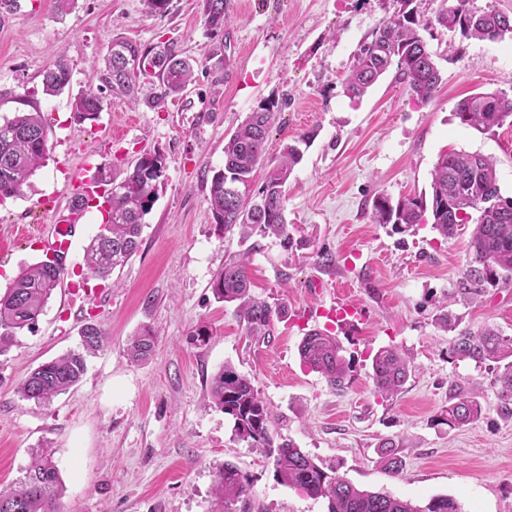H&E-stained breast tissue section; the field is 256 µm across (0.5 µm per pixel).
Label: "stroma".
Returning a JSON list of instances; mask_svg holds the SVG:
<instances>
[{
    "label": "stroma",
    "mask_w": 512,
    "mask_h": 512,
    "mask_svg": "<svg viewBox=\"0 0 512 512\" xmlns=\"http://www.w3.org/2000/svg\"><path fill=\"white\" fill-rule=\"evenodd\" d=\"M19 4L0 27V118L41 113L48 153L23 195L0 205V292L22 267L44 259L37 231L73 198L66 169L89 165L120 177L141 155L157 153L165 173L137 254L108 280H84V249L103 222L99 208H90L35 329L0 356V484L16 482L46 445L63 481V512H212L215 476L227 463L252 480L255 512H327L325 499L281 483L213 405L210 379L229 365L271 408L276 438L356 487L417 504L446 496L464 512H512V422L500 416L494 373L450 359V335L436 322L446 309L462 327L512 336V289L491 287L471 300L459 294L469 230L448 241L427 223L395 234L371 215L377 195L398 200L429 191L439 154L452 150L493 157L501 193L512 197V123L482 134L454 115L476 92L512 97V39L422 30L442 73L436 95L418 102L389 72L353 99L343 81L358 46L398 10L397 0H230L219 31L206 26L202 0H172L163 16L148 14L143 0H76L64 14L55 0ZM119 37L173 47L193 64L192 82L160 109L123 103L101 87L99 118L75 122L74 98L100 87L91 67ZM58 56L69 63L71 81L49 96L42 73ZM267 100L279 111L255 181L284 145L303 136L308 143L286 185L287 237L244 239L216 223L210 180L224 165L225 141ZM324 251L335 264H320ZM244 254L253 296L286 310L264 338L248 335L235 304L210 290L224 263ZM81 280L102 303L69 295L71 282ZM342 285L367 312L351 328L330 309ZM90 321L108 344L89 359L81 382L47 408L22 400L17 389L26 372L75 348ZM325 327L351 362L340 390L305 368L298 353L305 332ZM145 328L156 336L155 350L135 363L125 344ZM199 328L208 331L206 342H190ZM390 345L410 354L412 371L384 398L370 378L371 360ZM475 384L481 420L440 424L451 386ZM386 438L399 445L400 474L378 463Z\"/></svg>",
    "instance_id": "35a3bbf8"
}]
</instances>
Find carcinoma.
<instances>
[{
  "mask_svg": "<svg viewBox=\"0 0 512 512\" xmlns=\"http://www.w3.org/2000/svg\"><path fill=\"white\" fill-rule=\"evenodd\" d=\"M400 9L383 19L359 45L355 63L343 82L352 98L361 97L390 67H396V81L408 93L426 102L441 81L440 71L419 29L433 23L459 33L466 39L497 40L512 36V15L494 7L477 9L473 0H455L453 13L441 9L423 22L413 0H397ZM206 25L221 30L227 23L229 0H202ZM139 59V72L127 70L126 60ZM193 65L169 46L143 48L117 38L105 59L104 69H92L108 85L112 95L137 99L139 79H157L159 91L148 97L153 109L164 106L168 97L182 92L193 79ZM71 72L63 57H58L43 72V91L47 95L62 92L70 83ZM102 111V99L93 91L75 98L73 118L78 123L94 120ZM278 105L265 101L249 113L224 143V167L213 173L208 202L214 219L240 236L253 234L288 235L286 185L296 164L302 159L298 146L283 147L276 164L270 166L261 185L253 182V173L265 153L269 130ZM455 115L464 125L482 134L489 133L512 119V98L496 92L475 93L461 101ZM47 157L46 129L38 112H17L0 121V203L22 194L30 176ZM165 163L159 154H144L124 177L116 179L99 172L97 179L110 186L105 236H94L84 249L87 274L107 280L112 272L130 259L141 245L144 217L151 211L155 190L164 176ZM376 224L391 226L404 233L416 224L432 221V229L444 239H452L462 226L475 228L469 241L471 256L469 283L464 293L477 294L482 287L512 288V198L501 195L493 160L479 152H450L438 157L431 172L430 192L396 202L379 195L372 203ZM64 274L57 259H44L27 266L6 292L0 295V355L9 351L17 336L32 331L53 291ZM252 282L247 259L231 260L217 271L210 283L216 299L237 303L240 318L252 336L270 335L273 316L281 309L251 295ZM108 343L106 332L95 322L81 329L80 346L32 369L20 382L21 399L39 407L49 406L54 398L80 383L88 358ZM154 349V336L144 330L128 339L126 352L136 362L147 361ZM304 365L320 373L334 388H340L350 376V363L342 347L330 333L313 329L304 334L298 346ZM451 358L477 364H493L495 385L503 417L512 421V336H504L493 327L476 331L461 329L448 342ZM410 357L397 347L379 349L372 358L370 378L380 395L391 397L408 379ZM214 405L234 420L237 436L273 459L275 476L308 496L327 500V512H463L452 498L438 496L417 505L395 496L361 490L336 475L290 441L278 442L270 430L271 411L250 379L230 366L220 369L211 380ZM483 408L477 394L458 391L448 398V407L440 413V423L450 428L474 424L482 418ZM380 464L397 475L403 461L396 445L389 440L380 445ZM54 452L42 448L32 454L15 485L0 488V512H61L62 482L53 459ZM215 512H243L251 509L252 484L247 474L226 463L218 471L213 487Z\"/></svg>",
  "mask_w": 512,
  "mask_h": 512,
  "instance_id": "cac0c4a2",
  "label": "carcinoma"
}]
</instances>
